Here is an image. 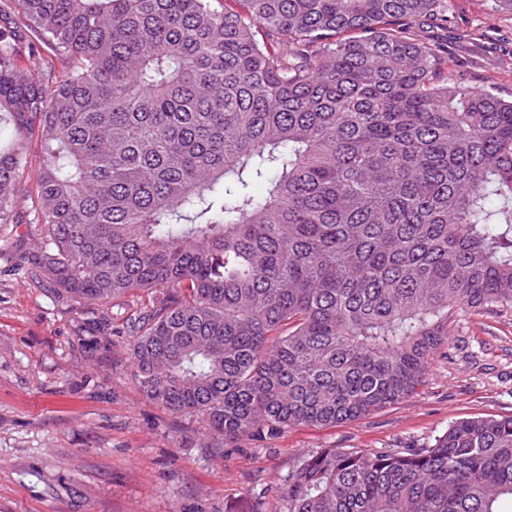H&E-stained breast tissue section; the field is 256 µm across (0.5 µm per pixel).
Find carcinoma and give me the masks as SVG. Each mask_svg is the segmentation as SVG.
Instances as JSON below:
<instances>
[{
  "label": "carcinoma",
  "mask_w": 512,
  "mask_h": 512,
  "mask_svg": "<svg viewBox=\"0 0 512 512\" xmlns=\"http://www.w3.org/2000/svg\"><path fill=\"white\" fill-rule=\"evenodd\" d=\"M228 2L0 0V226L26 204L63 299L150 295L140 391L236 443L395 405L450 311L512 309V101L418 38L448 0ZM285 496L506 512L512 416L322 450Z\"/></svg>",
  "instance_id": "1"
}]
</instances>
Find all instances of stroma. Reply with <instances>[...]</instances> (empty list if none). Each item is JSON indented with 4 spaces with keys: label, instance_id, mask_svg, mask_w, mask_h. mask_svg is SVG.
<instances>
[{
    "label": "stroma",
    "instance_id": "obj_1",
    "mask_svg": "<svg viewBox=\"0 0 512 512\" xmlns=\"http://www.w3.org/2000/svg\"><path fill=\"white\" fill-rule=\"evenodd\" d=\"M418 35L447 49L449 70L470 86L512 99L504 0H450L447 27ZM4 236L0 512H286L288 474L307 455L423 448L456 420L512 415V310L457 311L425 384L400 403L216 451L204 421L139 390L125 321L143 298L105 306L59 299L48 279L16 268L41 251L37 225H10Z\"/></svg>",
    "mask_w": 512,
    "mask_h": 512
}]
</instances>
